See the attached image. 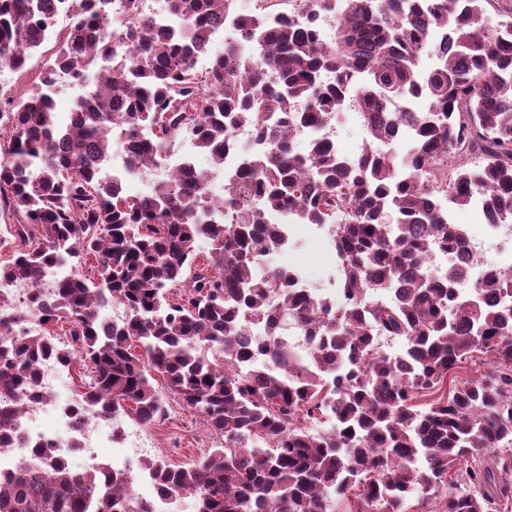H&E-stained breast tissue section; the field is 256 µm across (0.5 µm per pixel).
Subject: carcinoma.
Listing matches in <instances>:
<instances>
[{
	"mask_svg": "<svg viewBox=\"0 0 512 512\" xmlns=\"http://www.w3.org/2000/svg\"><path fill=\"white\" fill-rule=\"evenodd\" d=\"M154 2L0 0V63L18 73L69 16L40 84L0 99V216L11 218L0 249L12 252L0 282L35 285L65 255L88 270L32 296L40 333L0 320V433L53 356L91 368L90 410L149 427L172 400L223 437L189 463H144L160 490L193 496L195 512H335L338 499L349 512H413L431 498L437 512H507L512 269L489 270L465 295L430 259L468 240L444 198L479 199L486 223L512 225V20L487 26L484 0H297L286 16L241 13L236 0ZM230 24L237 37L213 49ZM116 44L129 64L102 65ZM424 55L436 64L422 68ZM60 76L91 83L64 122ZM421 98L426 112L410 108ZM397 101L407 110L392 111ZM347 105L369 137L355 159L317 132ZM240 127L262 146L241 156L220 215L208 170L185 160L178 175L162 160L188 137L220 167ZM115 136L126 174L161 171L150 194L106 174ZM400 139V157L379 149ZM283 212L336 227L340 306L267 261ZM107 299L126 318L104 323ZM288 323L306 336L303 356L279 339ZM380 336L402 349L382 350ZM477 352L490 370L448 384ZM38 456L45 470L0 482V512H149L128 472L108 473L98 499V474L50 448Z\"/></svg>",
	"mask_w": 512,
	"mask_h": 512,
	"instance_id": "1",
	"label": "carcinoma"
}]
</instances>
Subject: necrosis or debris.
Listing matches in <instances>:
<instances>
[{
	"mask_svg": "<svg viewBox=\"0 0 512 512\" xmlns=\"http://www.w3.org/2000/svg\"><path fill=\"white\" fill-rule=\"evenodd\" d=\"M494 243L485 239H470L463 259L472 276H480L490 265L486 254L495 249L497 267L512 268V227L493 225ZM73 273L66 263L56 262L48 268L38 285L15 282L7 289L14 309H26L33 293L51 296L57 283ZM38 397L28 402L16 422V430L26 447L47 446L56 456L82 459V470H133L136 462L146 458L151 451L146 441L147 429L139 425L132 429L115 430L112 419L93 413L79 414V396L67 381L66 366L53 358H46L38 365L36 382ZM113 443L110 455H102L106 443Z\"/></svg>",
	"mask_w": 512,
	"mask_h": 512,
	"instance_id": "1",
	"label": "necrosis or debris"
}]
</instances>
